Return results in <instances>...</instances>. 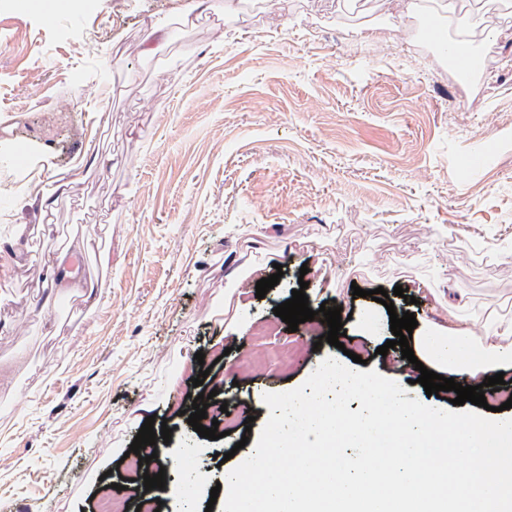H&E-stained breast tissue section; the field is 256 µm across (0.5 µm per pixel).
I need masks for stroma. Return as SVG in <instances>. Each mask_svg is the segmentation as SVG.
<instances>
[{"instance_id": "obj_1", "label": "stroma", "mask_w": 512, "mask_h": 512, "mask_svg": "<svg viewBox=\"0 0 512 512\" xmlns=\"http://www.w3.org/2000/svg\"><path fill=\"white\" fill-rule=\"evenodd\" d=\"M224 2L185 26L180 0L60 13L0 0V153L18 141L38 153L19 167L35 175L25 190L0 174V512H96L114 483L136 512L122 457L152 415L172 431L156 443L160 512H209L208 491L254 446L188 424L204 366L206 389L228 412L248 405L256 435L265 393L355 354L450 409L413 364L393 367L400 349L377 354L390 316L356 286H402L394 306L415 315V335L512 348V68L500 65L512 22L486 14L473 85L411 37L402 0H247L231 17ZM152 23L168 38L147 55ZM478 145L483 162L460 167ZM89 148L110 165L42 213L33 192ZM62 251L82 257L81 287L47 278ZM277 263L279 284L257 298ZM303 281L312 310L342 306L343 348L275 316ZM295 341L288 368L243 369L248 349Z\"/></svg>"}]
</instances>
